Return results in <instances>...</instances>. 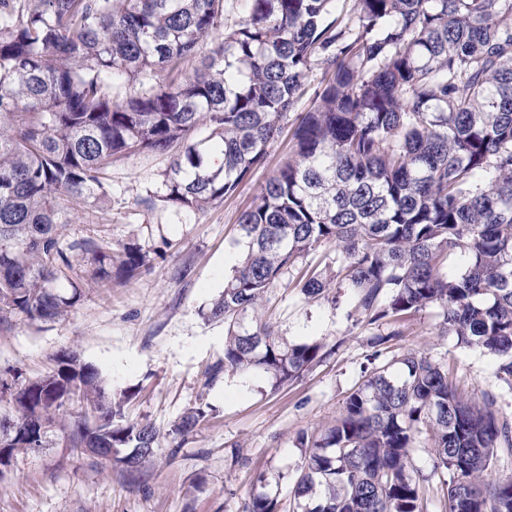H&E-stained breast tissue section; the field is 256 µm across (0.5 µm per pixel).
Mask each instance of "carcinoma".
<instances>
[{
  "mask_svg": "<svg viewBox=\"0 0 512 512\" xmlns=\"http://www.w3.org/2000/svg\"><path fill=\"white\" fill-rule=\"evenodd\" d=\"M224 23V0H0V321H53L82 282L131 278L148 265L87 236L62 241L70 210L107 195V171L135 152L167 155L165 198L189 209L223 200L260 164L305 79L313 107L293 125L291 157L239 218L247 253L208 308L224 321V368L259 370L279 388L325 356L242 324L285 271L310 298L332 287L299 261L336 247V277L368 323L430 305L443 333L499 359L512 387V0H248ZM224 31L209 60L185 64ZM164 83L122 98L118 75ZM210 130L200 140L193 134ZM224 153L210 172L209 152ZM461 255L463 271L448 274ZM0 401V478L20 451L93 449L136 469L154 457L150 423L122 422L97 367L63 351L34 379L13 374ZM0 377V385L7 381ZM79 402L85 409L67 413ZM199 406L173 425L192 431ZM433 439L448 512H512V478L489 472L512 451L496 398L463 397L448 371L409 354L374 365L333 425L305 442L291 495L302 512H428L413 476L417 433ZM246 512H281L279 495Z\"/></svg>",
  "mask_w": 512,
  "mask_h": 512,
  "instance_id": "carcinoma-1",
  "label": "carcinoma"
}]
</instances>
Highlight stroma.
I'll list each match as a JSON object with an SVG mask.
<instances>
[{"instance_id":"stroma-1","label":"stroma","mask_w":512,"mask_h":512,"mask_svg":"<svg viewBox=\"0 0 512 512\" xmlns=\"http://www.w3.org/2000/svg\"><path fill=\"white\" fill-rule=\"evenodd\" d=\"M290 156V134L266 147L263 163L235 192L203 210L166 201L167 157L141 152L113 163L101 207L71 213L63 241L95 235L113 248L134 244L149 259L131 279L85 287L80 301L56 320L10 316L0 328V375L35 377L70 350L95 365L124 414L151 423L160 452L139 469L100 461L70 448L18 454L0 479V512H243L253 493H278L292 512L291 486L304 463L303 436L320 435L365 379L372 341L389 335L383 360L422 354L448 370L458 391L497 398L512 421V386L497 375V357L439 333L442 311L432 305L401 316L397 325L370 324L355 312L350 288L308 299L289 288L284 273L255 314L289 343L321 342L331 353L294 383L273 390L261 371L224 370V324L205 320L243 258L237 220ZM399 336H392V328ZM209 406L207 419L174 447L171 426L189 409ZM412 465L430 487V512H444L432 437L422 431Z\"/></svg>"}]
</instances>
